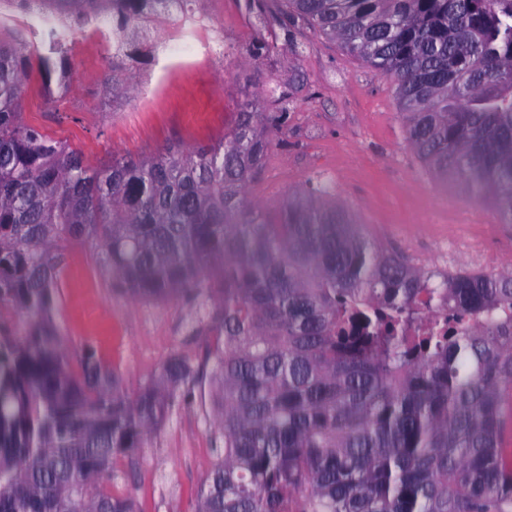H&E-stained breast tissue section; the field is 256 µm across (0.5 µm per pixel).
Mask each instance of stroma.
Returning a JSON list of instances; mask_svg holds the SVG:
<instances>
[{
	"label": "stroma",
	"instance_id": "1",
	"mask_svg": "<svg viewBox=\"0 0 512 512\" xmlns=\"http://www.w3.org/2000/svg\"><path fill=\"white\" fill-rule=\"evenodd\" d=\"M224 34V55L190 62L153 58L131 64L137 86L113 94L106 48L86 32L74 36L66 91L32 67L22 92L23 117L66 141L94 167L112 157L178 144L219 141L248 102L277 116L282 132L248 199L273 206L320 176L367 238L395 247L425 267L459 268L467 254L444 239L472 237L512 267V224L491 203L438 182L409 146L393 80L306 24L287 26L285 0H199ZM58 288L62 340L71 357L93 347L126 394L158 375L170 357L201 362L207 321L182 299H134L114 292L96 247H65ZM216 427L207 398L175 404L141 448L119 457L100 489L133 500L135 512H195L214 468Z\"/></svg>",
	"mask_w": 512,
	"mask_h": 512
}]
</instances>
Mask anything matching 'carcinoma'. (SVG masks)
Returning a JSON list of instances; mask_svg holds the SVG:
<instances>
[{"label":"carcinoma","instance_id":"obj_1","mask_svg":"<svg viewBox=\"0 0 512 512\" xmlns=\"http://www.w3.org/2000/svg\"><path fill=\"white\" fill-rule=\"evenodd\" d=\"M73 23L0 41V512H135L96 487L174 399L208 387L218 462L196 512H512V270L442 271L360 234L316 178L276 215L246 189L271 141L243 109L213 145L98 168L27 124L31 59L66 86L88 17L112 30V88L149 49L143 16L192 0H41ZM395 82L435 178L512 224V0H288ZM98 248L111 288L178 295L206 357L172 356L130 396L55 319L60 243Z\"/></svg>","mask_w":512,"mask_h":512}]
</instances>
